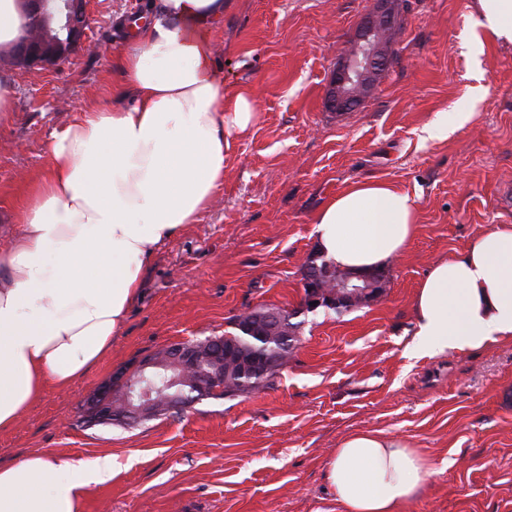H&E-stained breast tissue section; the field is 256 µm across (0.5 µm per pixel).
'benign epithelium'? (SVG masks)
Listing matches in <instances>:
<instances>
[{
    "mask_svg": "<svg viewBox=\"0 0 512 512\" xmlns=\"http://www.w3.org/2000/svg\"><path fill=\"white\" fill-rule=\"evenodd\" d=\"M31 11L43 16L49 7H56L62 19L61 29L66 31L70 47H76L89 23L87 0H30ZM390 0H377L374 11L361 23L348 52L336 65V73L327 94V105L336 112L351 111L367 97L374 79L382 74L391 61L390 45L382 36L392 23ZM15 54L30 67H45L56 63L55 55L33 33H28L15 46ZM325 271L310 263L305 270L304 306L314 310L320 306L340 308L357 301L370 303L382 292L386 276L374 270L363 275L352 274L337 283L333 290L323 284ZM294 312L288 309L274 310L265 323L278 333L286 331V325ZM167 361L173 368L185 373L196 369L199 358L190 343H179L165 348L164 357L148 356L140 360L130 372H119L108 383L96 389L86 400L83 416L89 421H110L115 412L126 422L142 421L154 410L150 393L137 388L146 380L144 372Z\"/></svg>",
    "mask_w": 512,
    "mask_h": 512,
    "instance_id": "1",
    "label": "benign epithelium"
}]
</instances>
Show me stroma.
I'll list each match as a JSON object with an SVG mask.
<instances>
[{"label": "stroma", "instance_id": "stroma-1", "mask_svg": "<svg viewBox=\"0 0 512 512\" xmlns=\"http://www.w3.org/2000/svg\"><path fill=\"white\" fill-rule=\"evenodd\" d=\"M397 2L389 68L359 107L336 112L326 103L336 63L375 0H224L217 59L254 112L230 136L224 184L196 223L156 249L105 358L67 388L47 386L0 433L1 466L33 451L111 457V479L85 487L82 512H340L326 461L348 433L381 430L435 468L400 512H512V341L411 352L414 295L429 267L512 225V44L482 36L472 0ZM143 4L89 0L90 23L61 65L21 67L0 49L15 89V110L0 120L1 252L49 164L52 131L120 86L125 34L115 19ZM443 119L447 138L424 139ZM356 181L407 192L415 234L386 265L379 299L304 311L314 218ZM261 306L304 322L269 386L132 428L83 424L86 399L114 374L165 346L223 335Z\"/></svg>", "mask_w": 512, "mask_h": 512}]
</instances>
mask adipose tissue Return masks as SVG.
<instances>
[{"instance_id": "obj_1", "label": "adipose tissue", "mask_w": 512, "mask_h": 512, "mask_svg": "<svg viewBox=\"0 0 512 512\" xmlns=\"http://www.w3.org/2000/svg\"><path fill=\"white\" fill-rule=\"evenodd\" d=\"M476 24L512 43V0H475ZM224 0H148L120 53L130 104L90 103L54 130L50 164L15 213L0 254V433L44 388H64L112 348L154 249L195 223L224 183L231 130L253 118L225 87L211 33ZM417 207L386 182H355L315 217L320 254L364 272L398 258ZM414 355L512 339V225L435 263L415 296ZM434 472L420 449L380 430L346 435L326 465L340 512H399ZM112 459L52 461L34 452L0 467V512H81V490Z\"/></svg>"}]
</instances>
